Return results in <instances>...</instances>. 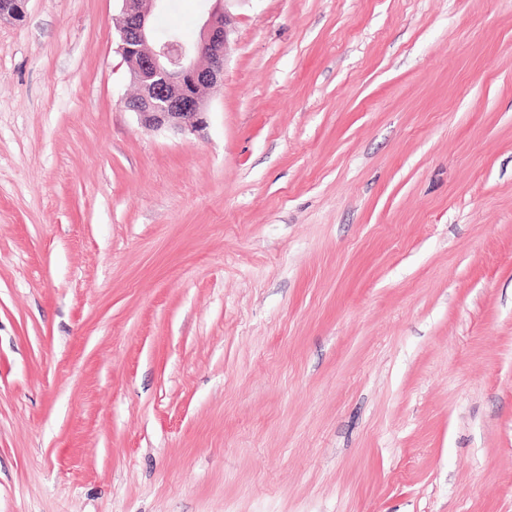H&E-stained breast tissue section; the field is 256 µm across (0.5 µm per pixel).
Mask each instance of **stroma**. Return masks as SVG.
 <instances>
[{
	"mask_svg": "<svg viewBox=\"0 0 512 512\" xmlns=\"http://www.w3.org/2000/svg\"><path fill=\"white\" fill-rule=\"evenodd\" d=\"M120 9L0 23V512H512V0H234L192 135Z\"/></svg>",
	"mask_w": 512,
	"mask_h": 512,
	"instance_id": "stroma-1",
	"label": "stroma"
}]
</instances>
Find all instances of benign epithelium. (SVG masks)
<instances>
[{
    "label": "benign epithelium",
    "mask_w": 512,
    "mask_h": 512,
    "mask_svg": "<svg viewBox=\"0 0 512 512\" xmlns=\"http://www.w3.org/2000/svg\"><path fill=\"white\" fill-rule=\"evenodd\" d=\"M28 0H0V22L20 21ZM116 48L127 63L137 93L125 100L141 125L182 135L206 123L207 94L224 80L233 16L230 0H213L194 43L172 34L157 37L151 15L160 0H121Z\"/></svg>",
    "instance_id": "1"
}]
</instances>
